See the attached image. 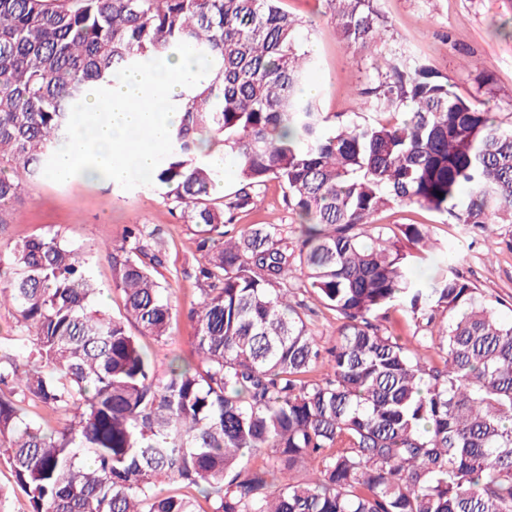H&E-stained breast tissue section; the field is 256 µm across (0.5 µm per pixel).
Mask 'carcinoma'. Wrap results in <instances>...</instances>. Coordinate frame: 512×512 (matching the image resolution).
<instances>
[{
	"label": "carcinoma",
	"mask_w": 512,
	"mask_h": 512,
	"mask_svg": "<svg viewBox=\"0 0 512 512\" xmlns=\"http://www.w3.org/2000/svg\"><path fill=\"white\" fill-rule=\"evenodd\" d=\"M278 2L0 0V229L88 87L181 42L212 60L173 101V151L152 182L193 225L197 361L174 353L161 376L142 343L173 326L145 224L103 247L117 317L93 308L92 248L26 237L0 264L13 314L0 458L29 512H512V321L457 274L415 276L433 255L422 225L373 223L416 204L486 238L512 224V124L405 59L375 90L388 118L327 130L304 92L317 60ZM329 2L343 39L372 50L374 0ZM214 142L238 178L220 204ZM271 181L299 218L292 245L281 224L224 229ZM293 274L342 320L332 344L289 300ZM395 307L441 363L382 328ZM30 406L48 418L30 420Z\"/></svg>",
	"instance_id": "1"
}]
</instances>
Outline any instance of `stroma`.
Listing matches in <instances>:
<instances>
[{
    "mask_svg": "<svg viewBox=\"0 0 512 512\" xmlns=\"http://www.w3.org/2000/svg\"><path fill=\"white\" fill-rule=\"evenodd\" d=\"M281 8L303 23L305 45L318 60L311 85L322 112L337 124L380 118L376 99L365 89L378 86L390 63L415 58L447 80L461 97L483 104L497 120L512 122V37L497 35L512 27V0H375L384 28L369 51L345 41L325 0H281ZM21 215L0 232L8 243L31 235L59 234L75 246L103 241L121 242L133 223L155 229L159 242L160 275L168 281V296L178 313L168 341H148L158 371H165L169 350L186 360L197 358L193 325L187 318L198 297L188 272L196 264L194 236L189 225L171 214L158 194L143 187L127 190L110 183L78 178L56 183L43 178L29 183L20 204ZM380 224H422L444 262L425 270V279L445 271L459 272L480 289L499 314L512 319V224L498 227L499 244L487 258L486 242L446 215L416 205H399L376 218ZM283 192L270 182L255 207L238 214L237 229L253 224H293Z\"/></svg>",
    "mask_w": 512,
    "mask_h": 512,
    "instance_id": "obj_1",
    "label": "stroma"
}]
</instances>
